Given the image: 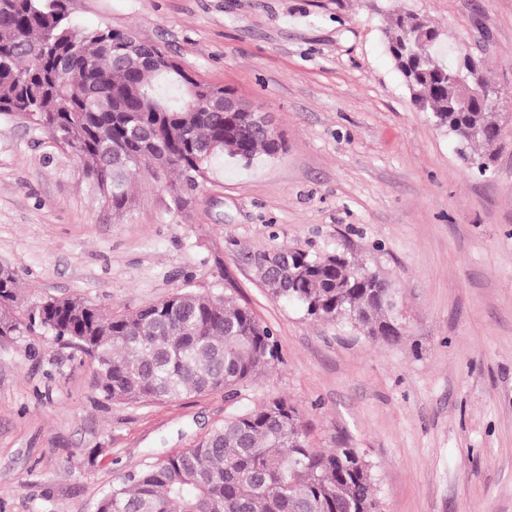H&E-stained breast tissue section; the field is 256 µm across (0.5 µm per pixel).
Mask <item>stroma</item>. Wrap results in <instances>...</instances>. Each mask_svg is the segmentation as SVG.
Masks as SVG:
<instances>
[{
    "label": "stroma",
    "mask_w": 512,
    "mask_h": 512,
    "mask_svg": "<svg viewBox=\"0 0 512 512\" xmlns=\"http://www.w3.org/2000/svg\"><path fill=\"white\" fill-rule=\"evenodd\" d=\"M408 12L481 59L506 133L479 175L420 111L385 45ZM78 29L129 30L268 112L284 148L221 156L188 214L138 181L120 218L61 146L0 117V263L21 303L79 297L128 314L185 283L247 306L282 361L224 391L108 402L87 355L0 338V512H93L104 491L282 397L309 447L360 449L380 512H512V0H70ZM342 252L387 279L398 341L313 320L254 259Z\"/></svg>",
    "instance_id": "35a3bbf8"
}]
</instances>
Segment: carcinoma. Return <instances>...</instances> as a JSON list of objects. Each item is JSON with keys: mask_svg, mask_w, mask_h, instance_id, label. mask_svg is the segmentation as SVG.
Here are the masks:
<instances>
[{"mask_svg": "<svg viewBox=\"0 0 512 512\" xmlns=\"http://www.w3.org/2000/svg\"><path fill=\"white\" fill-rule=\"evenodd\" d=\"M387 49L412 102L467 149L483 174L502 137L503 117L476 102L478 85L457 74L429 21L398 13ZM155 45L132 32L75 29L68 0H0V115L28 114L36 134L76 158L95 200L114 217L134 204L132 184L152 179L177 195L184 213L214 158L246 164L278 154L249 132V114L224 111V88L191 81ZM262 277L275 297L301 303L315 319H345L392 342V288L343 254L279 249ZM19 281L0 265V337L43 330L83 353L94 349V388L118 402L176 400L218 389L233 395L281 361L277 337L246 306L186 284L120 316L81 298L14 310ZM94 512H379L371 464L356 448L307 446L299 410L276 397L233 415L192 447L128 475Z\"/></svg>", "mask_w": 512, "mask_h": 512, "instance_id": "cac0c4a2", "label": "carcinoma"}]
</instances>
